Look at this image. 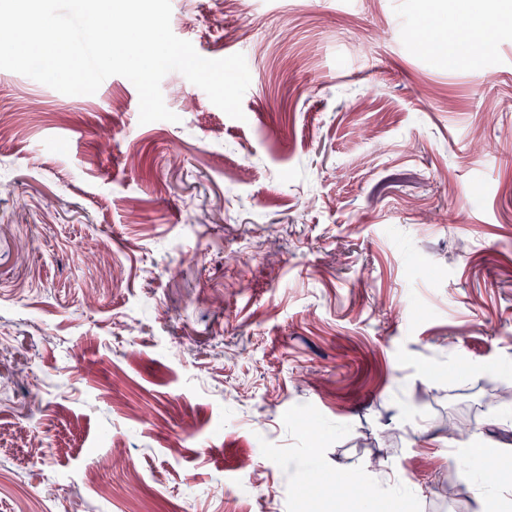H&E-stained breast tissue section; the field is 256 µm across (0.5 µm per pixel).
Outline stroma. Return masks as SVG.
I'll return each mask as SVG.
<instances>
[{
  "instance_id": "stroma-1",
  "label": "stroma",
  "mask_w": 512,
  "mask_h": 512,
  "mask_svg": "<svg viewBox=\"0 0 512 512\" xmlns=\"http://www.w3.org/2000/svg\"><path fill=\"white\" fill-rule=\"evenodd\" d=\"M171 4L198 54H244L245 120L178 72V122L143 124L125 77L0 70V512L47 486L366 512L340 472L377 512H476L460 445L512 415L485 404L512 385V0ZM424 20L485 27L484 54L419 51Z\"/></svg>"
}]
</instances>
